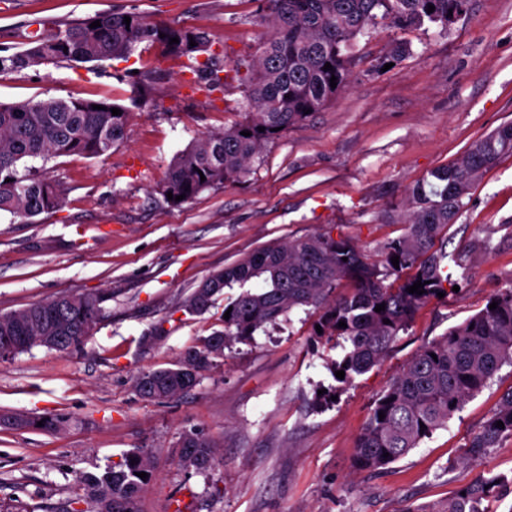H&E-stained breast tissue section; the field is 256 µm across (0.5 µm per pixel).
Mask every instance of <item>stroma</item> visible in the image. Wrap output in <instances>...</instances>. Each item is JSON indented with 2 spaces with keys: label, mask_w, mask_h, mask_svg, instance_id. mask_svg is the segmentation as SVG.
Returning <instances> with one entry per match:
<instances>
[{
  "label": "stroma",
  "mask_w": 512,
  "mask_h": 512,
  "mask_svg": "<svg viewBox=\"0 0 512 512\" xmlns=\"http://www.w3.org/2000/svg\"><path fill=\"white\" fill-rule=\"evenodd\" d=\"M106 12L205 31L222 68L251 60L269 34L258 0H0V50ZM392 37H359L354 79L320 112L265 146L249 174L174 206L159 187L174 157L209 132L242 121L245 92L218 90L187 57L140 44L129 60L36 66L0 75V102L109 99L131 111L123 144L98 158L36 161L58 181L64 206L25 223L0 213V313L57 294L109 293L107 316L81 349L41 347L0 359V512H96L80 479L136 450L155 476L139 512H414L479 475L512 478V438L463 463L468 440L512 390V366L418 448L377 472L352 468L355 440L375 399L425 343L512 287V157L483 173L448 229L447 297L423 305L389 355L343 388L326 367L334 352L314 337L320 312L302 307L225 350L220 367L187 393L148 401L144 371L171 366L195 340L224 327V302L191 315L184 298L213 271L266 244L313 232L350 238L371 262L400 237L409 187L512 121V0H470L449 26L399 32L411 51L378 66ZM63 414L58 434L7 417ZM194 432L217 461L186 470L178 444Z\"/></svg>",
  "instance_id": "1"
}]
</instances>
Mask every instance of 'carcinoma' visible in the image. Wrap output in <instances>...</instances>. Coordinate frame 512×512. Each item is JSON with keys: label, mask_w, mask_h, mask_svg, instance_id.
I'll list each match as a JSON object with an SVG mask.
<instances>
[{"label": "carcinoma", "mask_w": 512, "mask_h": 512, "mask_svg": "<svg viewBox=\"0 0 512 512\" xmlns=\"http://www.w3.org/2000/svg\"><path fill=\"white\" fill-rule=\"evenodd\" d=\"M467 4L468 0H261L259 21L268 25L270 34L252 61L234 69L246 86L245 120L212 131L184 150L165 176L162 195L183 194L187 202L206 189L248 174L264 146L279 135L276 128L285 131L304 121V111H320L350 86L351 49L368 29L383 25L406 30L428 23L446 27L451 16L467 12ZM430 5L435 7L432 13ZM129 17L127 25L122 14L101 13L33 36L25 50L0 56V75L64 62L126 61L144 42L161 43L188 58L209 47L207 37L197 30L160 27L135 13ZM96 20L100 26L91 27ZM175 37L179 42L170 43ZM409 54L408 45L395 40L380 65L396 64ZM327 63L332 69H324ZM333 76L334 88L330 86ZM97 105L103 109H95ZM113 108L120 109V114L112 115ZM128 121L127 107L108 99L0 103V211L31 221L59 209L64 200L61 185L30 171L22 174L20 166L75 154L100 157L124 142ZM244 131L251 135H242ZM506 156H512V122L475 140L462 156L409 188L406 232L384 247L378 262H367L348 238L314 232L265 245L213 272L187 297L184 309L202 314L224 289L240 288L224 302V309L230 310L224 330L186 347L174 366L136 376V392L154 401L183 394L202 372L224 358V349L277 323L299 306L323 309L318 320L322 333L314 336L341 348L339 358L328 365L332 373L345 372L336 382L345 386L368 373L387 357L419 308L437 298V293H448V261L467 268L464 257H448L445 233L459 218L482 172ZM394 256L399 257L397 268L391 262ZM393 275L400 280L397 286L387 283ZM344 280L353 283L352 291L335 295ZM419 280L425 282V293L408 292ZM107 300L104 295L84 294L66 303L57 295L1 315L0 353L9 357L34 347L53 350L52 336H62L68 346L79 349L83 337L91 335L105 317ZM489 302L498 303L497 308L486 306L425 344L392 378L357 437L355 470L376 471L394 463L423 439L448 427L502 366H512V289L497 292ZM381 304L385 309L375 311ZM386 319L390 323H384ZM341 321L347 327L339 326ZM381 413L385 414L382 420ZM498 421L504 427L496 426ZM68 422L58 415L16 416L13 425L58 432ZM505 437H512V390L469 439L464 460H481ZM215 448L194 433L186 434L179 462L186 469L209 468L216 461ZM153 470L149 454L137 451L100 476H86L84 483L92 490L97 512H138L137 501ZM141 472L147 478L138 477ZM506 491L512 492V480L482 477L447 503L418 512H491L484 502Z\"/></svg>", "instance_id": "carcinoma-1"}]
</instances>
